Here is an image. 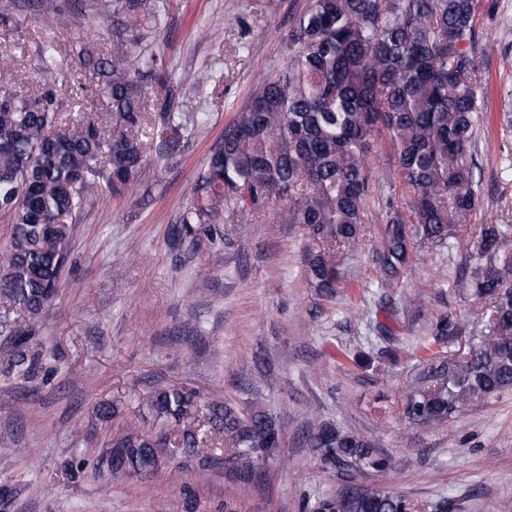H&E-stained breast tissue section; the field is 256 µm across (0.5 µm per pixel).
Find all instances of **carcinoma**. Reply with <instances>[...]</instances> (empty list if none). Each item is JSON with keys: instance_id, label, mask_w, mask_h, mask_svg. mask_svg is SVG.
Segmentation results:
<instances>
[{"instance_id": "carcinoma-1", "label": "carcinoma", "mask_w": 512, "mask_h": 512, "mask_svg": "<svg viewBox=\"0 0 512 512\" xmlns=\"http://www.w3.org/2000/svg\"><path fill=\"white\" fill-rule=\"evenodd\" d=\"M480 0H314L288 34L283 64L261 84L224 127L222 148L208 155L193 189L191 225L205 224L224 207L233 222L263 201L288 197L282 224H300L326 245L349 248L364 233L365 203L372 182L369 155L378 137L388 141L395 171L410 190L406 210L389 207L375 252L380 282L398 279L415 248L460 246L458 225L476 203L475 129L483 105L482 83L472 42ZM83 0H25L37 17L54 15L65 26L83 13ZM124 30L153 18L129 0H113ZM69 52L103 86L104 110L123 128L109 127L80 111L69 120L50 95L31 99L0 85V213L12 224V247L0 255V297L29 320L41 317L60 286L74 231L69 222L84 203L108 188H133L147 158L140 137L147 105L137 77L156 58L136 50L123 36L109 54L78 41ZM61 50L45 37L38 68L57 80ZM177 134L185 114L163 113ZM473 264L456 276L462 295L491 307L492 336L463 362L441 363L428 384L405 402L404 419L438 425L469 402L512 389V224H482L469 245ZM308 284L322 294L336 288L338 271L329 252L304 259ZM460 329L444 315L432 325L435 340ZM149 409L156 424L186 423L179 440L184 453H197L199 395L190 389H160ZM208 429L224 438L226 461L240 472L275 455L282 432L262 411L243 412L220 401L207 404ZM168 435L119 431L98 459L116 473H152L164 462ZM310 447L345 470L384 471L393 458L364 437L331 424H317ZM314 512H408L395 491L360 492L347 487Z\"/></svg>"}]
</instances>
